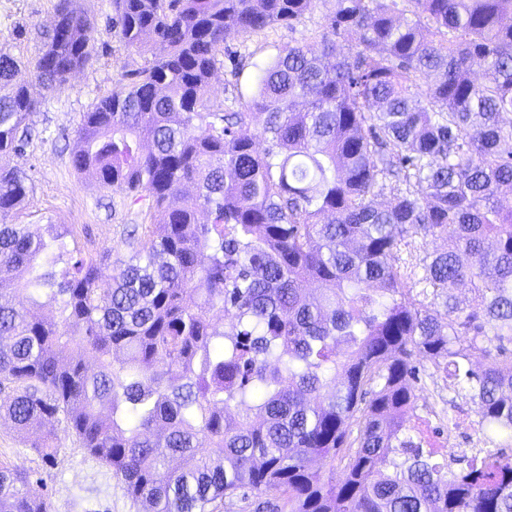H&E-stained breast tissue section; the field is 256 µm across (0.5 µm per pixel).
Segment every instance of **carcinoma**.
Instances as JSON below:
<instances>
[{
	"label": "carcinoma",
	"instance_id": "cac0c4a2",
	"mask_svg": "<svg viewBox=\"0 0 512 512\" xmlns=\"http://www.w3.org/2000/svg\"><path fill=\"white\" fill-rule=\"evenodd\" d=\"M314 2L112 0L152 59L83 113L70 161L150 223L105 277L64 259V225L5 221L29 187L0 165V416L46 459L63 418L144 512H512V453L453 469L408 428L425 357L512 440V0H327L320 50L281 48L212 110L220 56L243 70L227 40ZM90 14L58 0L32 68L0 55V158L29 143L30 83L91 59ZM0 512L47 506L0 467Z\"/></svg>",
	"mask_w": 512,
	"mask_h": 512
}]
</instances>
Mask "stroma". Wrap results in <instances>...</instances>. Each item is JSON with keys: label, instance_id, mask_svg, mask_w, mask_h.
Instances as JSON below:
<instances>
[{"label": "stroma", "instance_id": "1", "mask_svg": "<svg viewBox=\"0 0 512 512\" xmlns=\"http://www.w3.org/2000/svg\"><path fill=\"white\" fill-rule=\"evenodd\" d=\"M57 0H0V54L28 63L39 47L37 31L51 25ZM328 9L316 0L312 9L291 24L275 23L228 46L245 64L240 76L220 65L211 79L210 103L220 111L237 107L240 97L255 90L257 68L269 63L279 48L304 43L322 30ZM110 0H94L92 38L95 55L90 65L74 73L58 90L36 91L41 102L29 117L36 134L24 152L0 158V164L24 172L32 187L29 200L13 211L12 224H64L75 232L78 246L89 252L110 274L132 255L123 234L128 224L138 223L136 209L125 188H107L70 165L83 112L106 96L122 75L144 66L146 54L124 45L108 25ZM417 387V425L423 443L444 448L448 443V419L458 412L474 413L465 393L448 388L446 378L435 375L432 364ZM60 438L55 460L41 458L25 445L8 421L0 420V467L28 474L31 490L45 499L48 512H140V507L113 478L112 470L82 448L68 434L64 422H54Z\"/></svg>", "mask_w": 512, "mask_h": 512}]
</instances>
